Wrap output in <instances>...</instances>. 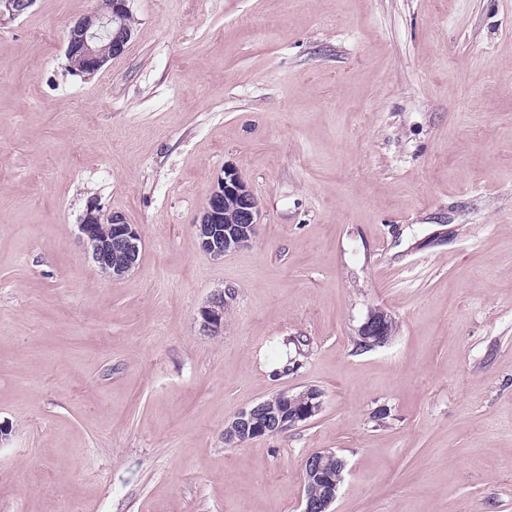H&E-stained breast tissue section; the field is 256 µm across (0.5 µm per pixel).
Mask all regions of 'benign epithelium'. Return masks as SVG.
<instances>
[{
    "instance_id": "1",
    "label": "benign epithelium",
    "mask_w": 512,
    "mask_h": 512,
    "mask_svg": "<svg viewBox=\"0 0 512 512\" xmlns=\"http://www.w3.org/2000/svg\"><path fill=\"white\" fill-rule=\"evenodd\" d=\"M34 0H0V17L17 18L32 7ZM132 14L130 0H97L96 8L70 25L66 31L65 56L68 61L78 62V72L93 75L112 58L121 55L133 29L127 19ZM110 36L108 47L101 46L103 35ZM259 217V204L239 175L227 165L219 177L205 209L196 225L197 236L203 251L222 257L246 245L255 235ZM101 210L91 200L79 224V230L87 252L95 264L111 278H120L132 271L139 263L142 239L138 226L127 222L126 217L113 211L108 214L111 234L109 239L99 238ZM230 290L216 291L198 311L197 321L203 333L221 336L224 333V314L228 306ZM389 321L383 312L370 314L359 328V338L370 346L385 343ZM289 410L272 414L257 403L243 411L225 429L224 438L233 445L252 439L283 433L306 422L322 409V394L313 387L302 390L296 396H288ZM336 452L325 449L310 454L304 461L303 512H332L339 492L341 476L337 475Z\"/></svg>"
}]
</instances>
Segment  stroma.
<instances>
[{
    "instance_id": "obj_1",
    "label": "stroma",
    "mask_w": 512,
    "mask_h": 512,
    "mask_svg": "<svg viewBox=\"0 0 512 512\" xmlns=\"http://www.w3.org/2000/svg\"><path fill=\"white\" fill-rule=\"evenodd\" d=\"M95 5L0 19V512H301L322 449L335 512H512V0H131L77 75ZM227 165L260 222L216 258ZM92 199L142 234L124 278L79 239ZM377 308L397 331L357 349ZM308 387L317 416L225 443ZM130 0H98L91 14L79 18L66 31L65 56L72 63L78 62V72L93 75L112 58L121 55L133 29L127 19L132 14ZM104 34L110 36L108 51L101 46ZM227 297H232L230 289L216 291L198 311L197 321L203 333L220 336L224 333V314L228 306ZM336 460L341 462L342 468L345 467L344 461L336 455V452L325 449L310 454L304 461V486L305 497L302 512H332L330 507L335 503L339 492V481L341 475L336 476V472L343 469H336ZM319 487L320 494L311 495L306 489Z\"/></svg>"
}]
</instances>
